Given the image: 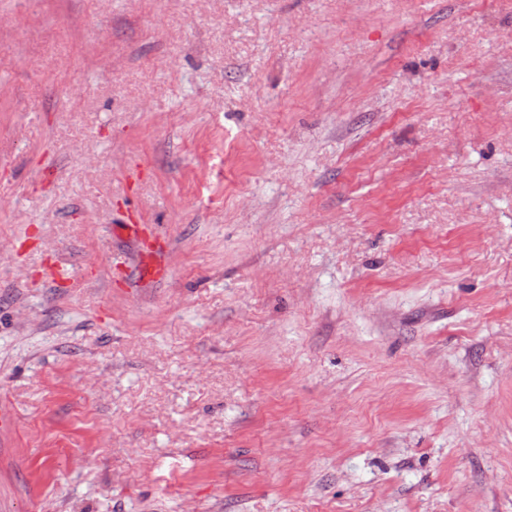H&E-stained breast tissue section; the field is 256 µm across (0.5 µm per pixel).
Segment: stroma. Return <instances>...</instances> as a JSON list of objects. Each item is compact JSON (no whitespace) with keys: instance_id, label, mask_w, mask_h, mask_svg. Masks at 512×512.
<instances>
[{"instance_id":"obj_1","label":"stroma","mask_w":512,"mask_h":512,"mask_svg":"<svg viewBox=\"0 0 512 512\" xmlns=\"http://www.w3.org/2000/svg\"><path fill=\"white\" fill-rule=\"evenodd\" d=\"M0 512H512V0H0ZM124 221L125 229L133 236L134 252L136 254L132 266H126V276L138 285H156L166 280L168 276L167 247L158 237H148L140 226L130 219Z\"/></svg>"}]
</instances>
